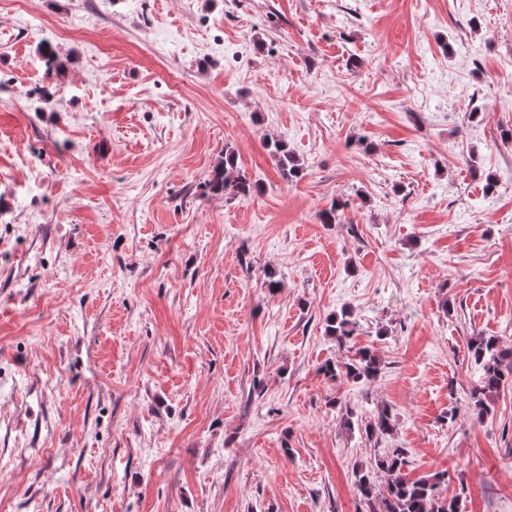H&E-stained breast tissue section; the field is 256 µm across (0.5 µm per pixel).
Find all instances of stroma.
<instances>
[{
	"mask_svg": "<svg viewBox=\"0 0 512 512\" xmlns=\"http://www.w3.org/2000/svg\"><path fill=\"white\" fill-rule=\"evenodd\" d=\"M508 128L512 0H0V512H370L396 447L512 512L468 351L512 348ZM345 307L367 383L320 371ZM266 148L277 159L282 174L288 179L296 178L302 173V165L298 163L296 156L290 151L285 141L271 137L267 139ZM237 172L236 154L231 149H224V158L220 159L212 171L208 183L214 193H224L232 198L247 200L252 196L254 185ZM395 427L392 420L391 412L387 407H378L374 413L373 418L369 420L364 426L367 437L378 439L390 435Z\"/></svg>",
	"mask_w": 512,
	"mask_h": 512,
	"instance_id": "35a3bbf8",
	"label": "stroma"
}]
</instances>
